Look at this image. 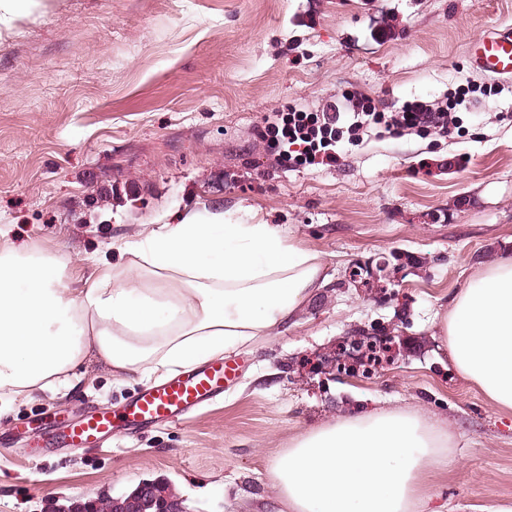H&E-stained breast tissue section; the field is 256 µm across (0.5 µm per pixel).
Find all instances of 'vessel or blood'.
<instances>
[{
  "label": "vessel or blood",
  "instance_id": "obj_1",
  "mask_svg": "<svg viewBox=\"0 0 512 512\" xmlns=\"http://www.w3.org/2000/svg\"><path fill=\"white\" fill-rule=\"evenodd\" d=\"M469 61L476 71L512 80V26L497 27L474 42ZM235 373L229 364L179 373L146 387L133 396L120 413L103 410L63 432H51L49 443L89 445L111 438L113 433L134 432L155 421L177 423L221 397L224 382Z\"/></svg>",
  "mask_w": 512,
  "mask_h": 512
}]
</instances>
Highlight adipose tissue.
<instances>
[{
    "instance_id": "ef3b65f1",
    "label": "adipose tissue",
    "mask_w": 512,
    "mask_h": 512,
    "mask_svg": "<svg viewBox=\"0 0 512 512\" xmlns=\"http://www.w3.org/2000/svg\"><path fill=\"white\" fill-rule=\"evenodd\" d=\"M125 265L70 276L0 229V391L16 399L70 388L97 364L148 380L224 356L294 318L327 276L321 256L274 224L184 212L125 246ZM461 377L512 410V255L496 254L434 322ZM444 421L420 411L338 416L276 461L287 512H414L436 467Z\"/></svg>"
}]
</instances>
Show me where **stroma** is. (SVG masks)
I'll return each instance as SVG.
<instances>
[{"label":"stroma","instance_id":"obj_1","mask_svg":"<svg viewBox=\"0 0 512 512\" xmlns=\"http://www.w3.org/2000/svg\"><path fill=\"white\" fill-rule=\"evenodd\" d=\"M512 0H41L0 25V228L82 265L117 262L145 225L221 209L276 224L328 279L294 325L230 352L237 379L181 424L100 448L13 428L121 410L111 373L24 402L0 397V512L172 486L186 512H271L272 465L325 421L424 410L448 424L420 512H512V411L455 371L436 314L492 252H512V80L470 42ZM472 87L461 130L384 133L338 165L280 163L265 119L358 91L392 112Z\"/></svg>","mask_w":512,"mask_h":512}]
</instances>
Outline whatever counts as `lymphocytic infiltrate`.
<instances>
[{
	"label": "lymphocytic infiltrate",
	"mask_w": 512,
	"mask_h": 512,
	"mask_svg": "<svg viewBox=\"0 0 512 512\" xmlns=\"http://www.w3.org/2000/svg\"><path fill=\"white\" fill-rule=\"evenodd\" d=\"M345 99L350 105L346 112L335 103L319 112L288 105L276 112L266 131L279 149L281 162L296 166L337 163L339 142L356 144L373 128L396 133L432 128L449 136L455 123L452 112L465 101L466 94L460 91L437 103L412 101L396 112L379 110L371 97L357 92L346 94Z\"/></svg>",
	"instance_id": "obj_1"
}]
</instances>
